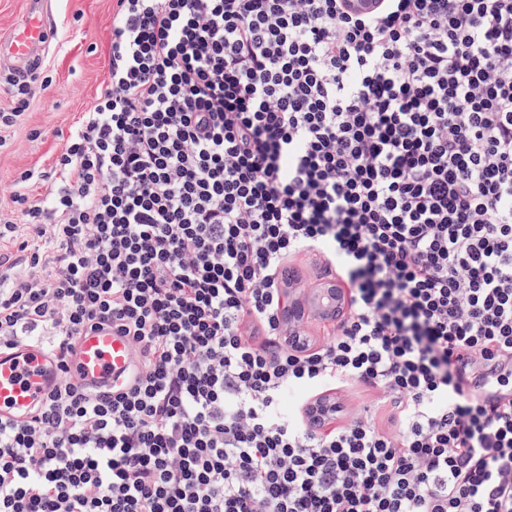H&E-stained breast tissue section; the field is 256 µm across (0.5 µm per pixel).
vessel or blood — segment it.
Segmentation results:
<instances>
[{
    "label": "vessel or blood",
    "mask_w": 512,
    "mask_h": 512,
    "mask_svg": "<svg viewBox=\"0 0 512 512\" xmlns=\"http://www.w3.org/2000/svg\"><path fill=\"white\" fill-rule=\"evenodd\" d=\"M54 35L52 0H27L21 20L5 35L0 34V64H10L19 74H27L45 56ZM349 309V294L340 280L316 284L301 299L282 305L284 329L305 319L331 323ZM139 367L137 355L127 337L109 329L79 336L65 361H58L43 345L22 343L0 352V417L27 418L41 405L61 373L91 393L110 394L113 386L129 381ZM333 391L309 399L304 406L307 421L324 427L336 423L334 411H320L321 401L333 400Z\"/></svg>",
    "instance_id": "1"
}]
</instances>
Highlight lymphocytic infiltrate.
Returning <instances> with one entry per match:
<instances>
[{"label":"lymphocytic infiltrate","mask_w":512,"mask_h":512,"mask_svg":"<svg viewBox=\"0 0 512 512\" xmlns=\"http://www.w3.org/2000/svg\"><path fill=\"white\" fill-rule=\"evenodd\" d=\"M115 2L0 215V350L108 323L138 374L0 419V512H512V0ZM49 85L0 76V131ZM299 254L349 291L321 343L281 329ZM354 385L382 418L281 411ZM334 394H336V391L329 390L309 399L303 408L306 420L308 422L315 421L318 425H323L325 428L333 427L337 423L334 411L327 409L324 412H320L319 404L324 400L326 402H333Z\"/></svg>","instance_id":"f902f5d3"}]
</instances>
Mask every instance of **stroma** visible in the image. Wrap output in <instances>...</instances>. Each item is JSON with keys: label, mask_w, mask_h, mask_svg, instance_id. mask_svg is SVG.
I'll return each mask as SVG.
<instances>
[{"label": "stroma", "mask_w": 512, "mask_h": 512, "mask_svg": "<svg viewBox=\"0 0 512 512\" xmlns=\"http://www.w3.org/2000/svg\"><path fill=\"white\" fill-rule=\"evenodd\" d=\"M113 6V0H58L56 35L36 71L52 84L31 100L22 124L5 133L0 204L22 172L49 170L64 134L106 87Z\"/></svg>", "instance_id": "1"}]
</instances>
